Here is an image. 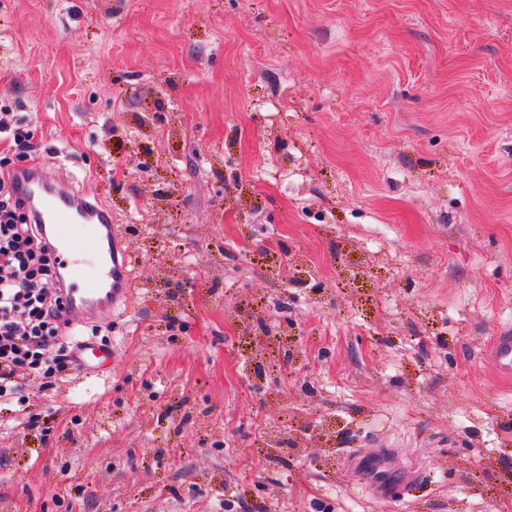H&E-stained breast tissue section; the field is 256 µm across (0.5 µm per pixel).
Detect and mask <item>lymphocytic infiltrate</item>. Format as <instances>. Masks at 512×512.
<instances>
[{"instance_id":"1","label":"lymphocytic infiltrate","mask_w":512,"mask_h":512,"mask_svg":"<svg viewBox=\"0 0 512 512\" xmlns=\"http://www.w3.org/2000/svg\"><path fill=\"white\" fill-rule=\"evenodd\" d=\"M57 279L56 257L0 173V399L18 393L19 370L52 382L76 367L63 297L48 287Z\"/></svg>"}]
</instances>
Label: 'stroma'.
Returning <instances> with one entry per match:
<instances>
[{"label": "stroma", "mask_w": 512, "mask_h": 512, "mask_svg": "<svg viewBox=\"0 0 512 512\" xmlns=\"http://www.w3.org/2000/svg\"><path fill=\"white\" fill-rule=\"evenodd\" d=\"M0 110L137 283L0 401V512H512V0H0ZM351 465L355 473L360 474L379 495L394 486L405 487L415 476L411 471L396 470L389 453H361L353 457ZM396 477H399L398 482Z\"/></svg>", "instance_id": "stroma-1"}]
</instances>
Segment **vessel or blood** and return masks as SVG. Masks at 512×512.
Returning <instances> with one entry per match:
<instances>
[{"instance_id":"obj_1","label":"vessel or blood","mask_w":512,"mask_h":512,"mask_svg":"<svg viewBox=\"0 0 512 512\" xmlns=\"http://www.w3.org/2000/svg\"><path fill=\"white\" fill-rule=\"evenodd\" d=\"M13 188L33 221L47 231L50 246L62 263L64 320H72L77 311L88 319L114 304L133 300L134 276L113 248L112 215L101 203L91 201L69 183L50 180L40 168L15 171ZM87 254L100 258L91 274L81 269ZM351 465L381 495L411 479L410 473L393 467L387 453H361L353 457Z\"/></svg>"}]
</instances>
